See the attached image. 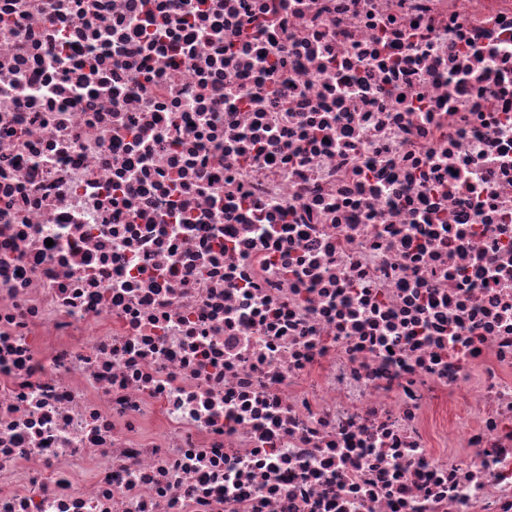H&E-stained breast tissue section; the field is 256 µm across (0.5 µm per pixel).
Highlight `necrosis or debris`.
<instances>
[{"instance_id": "1", "label": "necrosis or debris", "mask_w": 512, "mask_h": 512, "mask_svg": "<svg viewBox=\"0 0 512 512\" xmlns=\"http://www.w3.org/2000/svg\"><path fill=\"white\" fill-rule=\"evenodd\" d=\"M0 512H512V0H0Z\"/></svg>"}]
</instances>
